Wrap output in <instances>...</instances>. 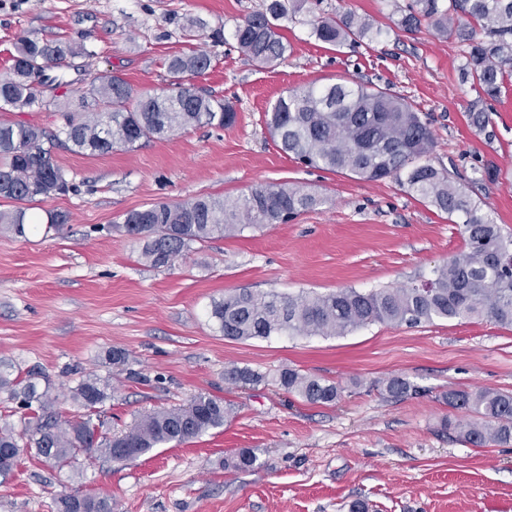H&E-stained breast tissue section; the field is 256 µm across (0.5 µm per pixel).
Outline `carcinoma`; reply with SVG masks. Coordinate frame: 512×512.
I'll return each instance as SVG.
<instances>
[{
  "label": "carcinoma",
  "instance_id": "obj_1",
  "mask_svg": "<svg viewBox=\"0 0 512 512\" xmlns=\"http://www.w3.org/2000/svg\"><path fill=\"white\" fill-rule=\"evenodd\" d=\"M305 0H270L239 23L234 39L240 51L260 66L285 60L280 21L298 13ZM442 37L467 45L462 81L471 82L479 96L495 100L501 94L506 68L512 66V0H412L399 24L408 31L422 24ZM316 39L340 45L371 40L380 29L348 12L321 17L312 26ZM92 52L61 40L25 36L20 39L9 71L0 74V112L40 107L43 100L30 82L68 58ZM211 60L204 52L174 55L167 71L174 81L169 92L137 96L120 76L94 77L73 112L54 132L24 123L0 122V199L15 204L0 212V225L19 237L30 221L27 204L66 194L73 188L66 171L54 162L53 150L95 156L116 145L134 149L163 140L189 126L222 129L235 122L234 105L180 83L185 74H201ZM265 124L276 146L286 155L318 169L345 172L364 181L392 178L406 191L461 221L465 246L418 285L362 292L342 288L328 294L301 292H233L212 304L211 316L224 337L232 340L273 335L342 336L371 323L415 326L434 319L487 318L512 327V236L503 234L492 217L476 205L451 173L421 159L430 155L435 138L420 113L404 96L389 88L362 82L299 87L279 97ZM323 204V199L286 183L260 184L234 201L211 196L183 203H158L125 214L115 228L145 239L142 258L152 267L173 264L194 243L234 235L249 227L283 224ZM231 385H254L263 375L248 368L225 370ZM280 384L310 404L330 405L341 397L336 384L288 369ZM109 384L87 377L75 388L72 401L86 410L65 419L56 409L49 388L39 389L36 377L26 382L0 367V393L21 400L33 415L21 432L0 427V449L34 452L63 468L81 454L125 448L134 460L171 442H186L224 425L232 408L206 394L184 407L155 411L125 431L97 438L103 426L98 406L109 397ZM420 392L409 379L393 376L381 383L380 394L401 399ZM449 407L472 415L465 423L445 421L475 447L512 441V393L493 389L450 390L442 395ZM56 512H112L106 498L63 494Z\"/></svg>",
  "mask_w": 512,
  "mask_h": 512
}]
</instances>
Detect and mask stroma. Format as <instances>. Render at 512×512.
<instances>
[{"mask_svg": "<svg viewBox=\"0 0 512 512\" xmlns=\"http://www.w3.org/2000/svg\"><path fill=\"white\" fill-rule=\"evenodd\" d=\"M269 0H0V73L5 53L24 36L87 48L54 75L50 107L0 112V121L54 131L90 80L120 75L135 94L169 87L167 59L197 49L210 68L190 85L232 101L235 123L196 126L130 150L88 156L60 147L53 158L74 189L31 204V214L68 213L60 232L18 237L0 230V362L37 374L66 417L89 376L110 396L100 415L106 433L147 413L177 408L205 393L231 404L222 427L136 460L79 456L54 468L21 457L0 484V512H55L63 494L105 496L112 512H512V443L476 448L442 423L463 414L449 390L512 391V329L482 318L415 326L373 323L342 336L224 338L212 303L247 290L283 296L399 287L430 277L464 248L446 213L396 181L368 182L311 169L282 153L264 115L281 95L309 84L368 81L406 96L427 121L429 157L455 175L469 196L512 233V72L476 130L468 108L478 94L461 81L464 46L428 26L408 32V0H305L284 24V62L263 68L238 49L234 28ZM352 11L381 33L370 41L328 45L312 34L317 18ZM201 21L197 40L182 28ZM261 182L290 183L323 197L286 224L194 244L172 266L141 258L142 240L116 232L126 213L201 196L234 200ZM124 361L113 362V351ZM264 376L258 385L225 383L229 366ZM292 368L341 389L332 405H313L277 381ZM403 376L417 395L384 398L379 381ZM258 457L231 467L239 450Z\"/></svg>", "mask_w": 512, "mask_h": 512, "instance_id": "35a3bbf8", "label": "stroma"}]
</instances>
